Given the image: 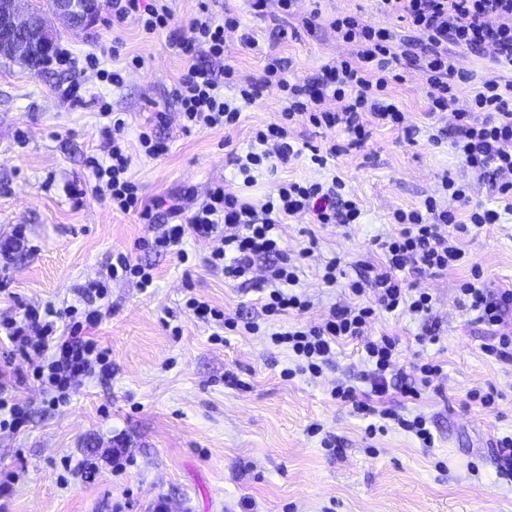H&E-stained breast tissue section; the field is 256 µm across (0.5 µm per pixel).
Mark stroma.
<instances>
[{"mask_svg": "<svg viewBox=\"0 0 512 512\" xmlns=\"http://www.w3.org/2000/svg\"><path fill=\"white\" fill-rule=\"evenodd\" d=\"M109 3L100 0L96 22L82 30L47 14L70 64L35 73L0 57V245L15 229L25 232L23 248L10 256L11 291L0 294V319L27 306L79 304L82 285L102 278L120 251L153 266L155 280L144 291L132 281L108 288L111 311L92 334L111 354L110 382L87 379L58 408L48 406L36 383L19 390L25 422L17 431L0 429V483L9 487L0 512H512V470L496 448L512 436V366L486 355L494 341L488 326L457 301L469 268L408 273V282L433 295L432 314L384 313L369 330L375 338L398 337L396 370L406 379H413L417 358L442 364L418 400L393 389L386 402L403 417L423 415L433 447L393 424L371 436L369 418L331 395L340 383L369 390L371 367L358 341L334 347L320 376L285 377L294 359L271 344L267 329L242 336L198 320L184 306L191 294L226 315L259 320L254 283L267 260L259 259L252 281L241 283L209 265L213 243L205 238L188 235L178 249L163 252L137 249L149 221L95 194L86 165L88 156L103 153L98 102L104 99L127 115L121 136L131 155L129 175L145 200L181 204L187 216L215 183L258 203L280 180L340 176L362 205L361 223L322 227L302 215L285 226L290 253L316 241L296 286L311 302L299 319L315 325L344 298L346 281L359 279L358 260L380 259L375 240L394 232L393 211L440 196L443 170L470 183L474 201L495 206L490 182L463 166L451 142L429 141L435 129L452 124V112L429 114L421 73L403 69L394 91L417 130L414 141L376 130L364 149L341 152L326 167L305 155L247 188L234 158L247 150L253 127L276 120L277 95L264 93L236 128L182 131L168 96L184 65L179 50L168 33L148 37L132 21L111 29ZM315 6L326 16L347 10L374 26H398L377 0H297L294 18L273 7L254 15L247 0H217L216 15L233 11L241 27L225 32L224 57L212 68L219 73L229 64L240 77H252L265 55L277 54L288 60L290 76L305 78L323 60L347 56L349 46L325 28L302 26L300 15ZM246 34L256 47L243 44ZM116 36L124 43L119 58L112 55ZM135 55L144 65L122 88L100 81L98 68L124 67ZM90 56L98 68L86 67ZM74 85L83 106H70L62 95ZM160 110L167 113L158 129L167 151L149 158L139 150L138 133ZM463 247L490 287L512 289V214L471 234ZM182 252L187 262H180ZM336 257L347 263L346 280L330 287L320 272ZM299 319L290 315L277 326ZM430 330L437 342L425 341ZM488 387L498 393L492 410L468 397Z\"/></svg>", "mask_w": 512, "mask_h": 512, "instance_id": "obj_1", "label": "stroma"}]
</instances>
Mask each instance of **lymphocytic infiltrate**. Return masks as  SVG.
I'll list each match as a JSON object with an SVG mask.
<instances>
[{
    "label": "lymphocytic infiltrate",
    "instance_id": "f902f5d3",
    "mask_svg": "<svg viewBox=\"0 0 512 512\" xmlns=\"http://www.w3.org/2000/svg\"><path fill=\"white\" fill-rule=\"evenodd\" d=\"M381 11L404 25V34L365 23L357 14L339 12L325 17L318 10L304 16L305 27L326 26L337 41L350 46L348 56L330 59L313 77H288L283 58L268 55L259 78L244 80L233 67L223 74L202 66L199 54L214 58L224 55V32L238 29L239 17L225 13L216 21L208 4L187 24H180L169 0H112V23L122 26L134 19L143 32H168L175 47L187 56V64L168 92L178 106L184 132L232 129L239 125L244 107L255 103L266 91H277L282 102L278 121L253 129L244 155L235 159L237 174L251 185L257 173L275 172L277 167L309 155L318 166H326L340 148L305 150L291 138L289 130L308 124L340 129L353 149L365 146L374 129L407 130L405 112L393 94L400 82L401 66L421 71L428 85L427 100L433 112L447 111L462 89L470 94L464 108L454 114L453 146L463 165L473 172L493 176L499 202L491 208L470 200L469 183L445 172L440 176L446 204L426 198L422 206L393 212L398 230L379 241L380 264L367 265L363 278L350 282L352 302L333 304L321 324L294 327L271 333L273 345L293 355L297 370L319 376L333 345L345 339L364 338L362 350L372 366L369 392L337 385L333 398L350 402L362 414H380L395 420L424 447L434 438L423 416L395 417L390 410H376L372 401L389 393L387 377L396 366L399 342L391 336L366 340L365 335L378 312L400 311L416 318L428 316L434 306L432 294L407 282L405 272L437 273L460 265L465 237L487 225L499 223L502 212H512V81L500 83L480 76L477 70L458 66L449 47L474 52L486 68H512V0H379ZM109 117L103 132L105 158L89 157L87 165L95 179V191L106 197L113 209L149 217L153 207L139 196L127 172L131 157L120 133L126 126L123 113L102 106ZM340 177L325 182L283 181L262 202L254 204L225 192L223 184L211 186L187 223L160 225L150 242L154 250L178 246L186 234L211 239V266L222 269L225 279H249L259 257L271 258L260 290L264 320L304 313L309 300L292 290L298 280L283 245V226L299 214L311 215L317 224H357L362 210L356 200L345 197ZM107 281L84 284L81 306L55 309L29 308L22 316L0 320V342L6 352L0 359V428H20L25 419L15 400L16 388L28 380L38 381L52 391L51 406L66 404L70 388L83 378L112 377L107 349L98 346L90 332L106 314L103 301L114 280H136L151 287L152 268L132 262L124 253L113 255ZM370 295L369 303L359 298ZM457 298L464 308L476 312L496 336L485 352L504 364L512 363V325L506 313L512 309V289L489 287L479 267L459 283ZM40 362H30V354ZM29 362L26 370L14 367L15 358Z\"/></svg>",
    "mask_w": 512,
    "mask_h": 512
}]
</instances>
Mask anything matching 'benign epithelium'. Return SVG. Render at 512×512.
Instances as JSON below:
<instances>
[{
  "mask_svg": "<svg viewBox=\"0 0 512 512\" xmlns=\"http://www.w3.org/2000/svg\"><path fill=\"white\" fill-rule=\"evenodd\" d=\"M23 0H11L8 9L0 13V55L22 54L31 44L38 43L47 50L50 43L46 35L51 31L45 17L34 16L32 9L22 10ZM54 14L62 22L84 25L96 17L95 9L87 7L80 15L72 13L69 0H57Z\"/></svg>",
  "mask_w": 512,
  "mask_h": 512,
  "instance_id": "1",
  "label": "benign epithelium"
}]
</instances>
